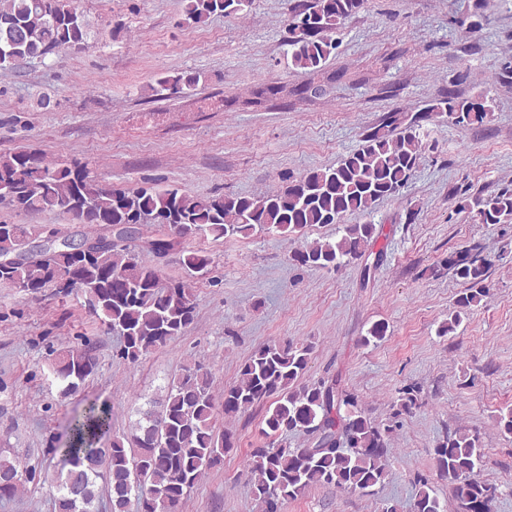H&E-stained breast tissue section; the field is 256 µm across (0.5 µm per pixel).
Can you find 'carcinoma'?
I'll use <instances>...</instances> for the list:
<instances>
[{"label": "carcinoma", "mask_w": 512, "mask_h": 512, "mask_svg": "<svg viewBox=\"0 0 512 512\" xmlns=\"http://www.w3.org/2000/svg\"><path fill=\"white\" fill-rule=\"evenodd\" d=\"M250 0H185L186 21L201 25L239 14ZM366 0H299L286 24L283 40L291 66L322 71L336 56V34L364 9ZM91 22L76 0H0V69L16 70L63 50H80L91 39ZM200 74L165 76L158 85L176 95L198 85ZM446 112L456 122H481L488 109L477 100L450 97L426 107ZM423 143L415 120L389 115L358 148L336 165L288 176L275 191L261 196L190 195L155 186L128 189L104 183L75 160L46 161L28 147L0 155V204L33 214L58 211L79 224L106 229L127 225L118 239L99 234L71 240L69 248L33 255L0 268V284L33 294L53 288L85 296L108 333L121 343L115 356L131 364L181 335L194 321L196 304L188 280L164 281L159 262L197 235L215 240L248 237L256 231L298 234L308 226L342 224L335 241L305 242L289 256L300 268L337 269L361 259L378 232L372 221L344 224L350 213L371 215L376 204L399 195L422 158ZM481 224L512 223V189L464 199ZM168 229L142 240L140 226ZM46 233L41 225L0 222V255L23 249L25 241ZM190 272L211 263L197 250L180 257ZM455 274L470 284L440 332L461 322V311L486 295L482 283L491 260L480 251L450 259ZM309 344H263L241 364L238 379L224 387L217 402L211 374L188 366L165 386L161 410L147 409L132 431L109 437L112 409L96 398H81L72 415L69 439L58 452L65 464L48 481L54 487L56 512H178V506L202 474L224 463L236 445L233 432L217 430V410L235 417L255 406L265 408V445L251 450V486L259 512H280L312 486L365 491L386 477L390 428H381L358 408L357 399L339 390L338 380L302 385L310 363ZM91 344L64 352L52 375L64 398L82 393L95 372ZM290 434L308 437V447L290 448ZM483 452L476 434H449L434 448L440 477L453 486L465 512H494L496 488L481 480ZM79 494L70 492L72 481ZM412 512H444L428 482L421 479Z\"/></svg>", "instance_id": "cac0c4a2"}]
</instances>
